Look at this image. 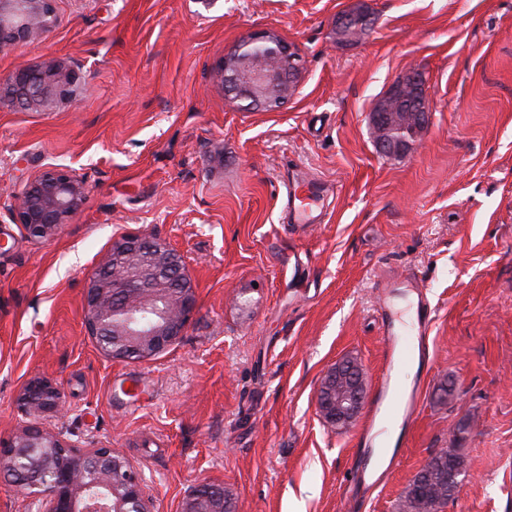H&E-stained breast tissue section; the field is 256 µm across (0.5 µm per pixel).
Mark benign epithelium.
<instances>
[{"mask_svg": "<svg viewBox=\"0 0 512 512\" xmlns=\"http://www.w3.org/2000/svg\"><path fill=\"white\" fill-rule=\"evenodd\" d=\"M53 0H0V52L40 40L53 24ZM249 45L265 48L267 62L258 63L236 48L218 66L224 88L252 111L277 112L297 88L302 60L295 47L271 31L252 34ZM72 69L51 63L21 64L6 79L9 96L26 109L47 110L70 94ZM415 90L426 128L430 119L426 83L418 71L398 77L371 108L375 143L386 155L407 153L391 139L383 122L391 111L394 91ZM87 195L82 177L49 168L31 178L17 197L15 212L28 235L52 238L80 211ZM196 308L195 286L183 255L146 233H130L112 249L88 279L83 310L86 324L103 354L112 359H147L177 342ZM361 385L344 374L343 365L325 373L317 410L326 422L351 421ZM27 404L37 411L59 408L60 396L50 383L34 380L25 388ZM20 475L13 485L32 498L36 512H151L141 478L116 448L82 449L38 426L18 433L0 448V475ZM182 512H227L224 490L198 484Z\"/></svg>", "mask_w": 512, "mask_h": 512, "instance_id": "1", "label": "benign epithelium"}]
</instances>
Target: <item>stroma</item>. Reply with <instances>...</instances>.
<instances>
[{
    "instance_id": "obj_1",
    "label": "stroma",
    "mask_w": 512,
    "mask_h": 512,
    "mask_svg": "<svg viewBox=\"0 0 512 512\" xmlns=\"http://www.w3.org/2000/svg\"><path fill=\"white\" fill-rule=\"evenodd\" d=\"M354 45L336 18L356 0H54L46 38L0 53L74 69L47 111L0 103V448L36 424L119 449L152 512L223 488L233 512H398L440 448L468 475L444 512H512V0H363ZM258 30L295 43L304 70L277 112H243L216 63ZM426 80L430 123L380 154L369 112L403 73ZM74 170L86 200L50 240L12 209L34 174ZM328 190L321 224L291 222L289 181ZM184 257L197 305L156 357H106L84 323L88 279L128 232ZM416 277L435 308L429 364L405 374L419 414L375 484L357 425L320 417V381L355 359L382 368L378 291ZM58 388L34 412L26 384Z\"/></svg>"
}]
</instances>
